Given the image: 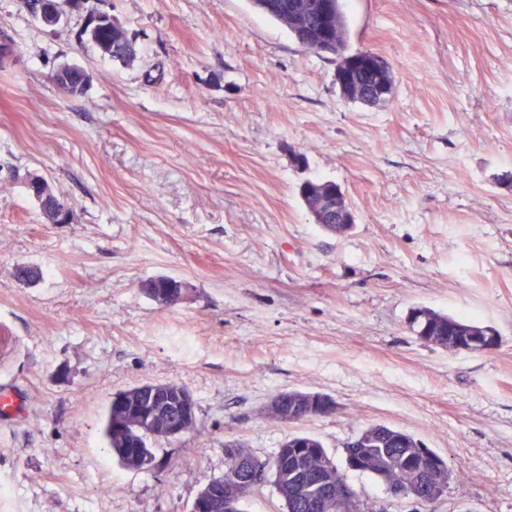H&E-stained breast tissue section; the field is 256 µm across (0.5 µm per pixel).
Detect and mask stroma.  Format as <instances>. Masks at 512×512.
<instances>
[{
    "label": "stroma",
    "mask_w": 512,
    "mask_h": 512,
    "mask_svg": "<svg viewBox=\"0 0 512 512\" xmlns=\"http://www.w3.org/2000/svg\"><path fill=\"white\" fill-rule=\"evenodd\" d=\"M41 24L0 0L20 53L0 65V512H190L224 473V444L261 460L292 433L320 439L362 498L409 512L348 469L362 429L402 430L455 476L437 512H512V0H347L350 51L392 64L394 95L346 100L336 62L303 50L248 0H66ZM134 62L78 34L91 12ZM89 76L64 93L56 71ZM307 157L296 164L295 154ZM38 176L66 198L46 221ZM354 212L315 224L304 180ZM42 271L25 284L15 264ZM189 286L163 307L144 291ZM493 326L501 347L420 340L412 308ZM186 387L200 433L121 466L102 437L123 390ZM301 390L336 410L293 423L270 400ZM93 12L89 15L81 38L86 37L104 57L122 63H129L136 56V45L125 29L112 22V17H99ZM308 180L313 181L312 187L308 192H305L304 184L307 181V180H305L299 187L300 196L302 197L303 195L310 193L313 196L319 198L322 206L325 209L332 210L333 205L336 204V201L333 198V193L331 191V188L336 187V183L333 181H326V180H322V179H318V178L308 179Z\"/></svg>",
    "instance_id": "1"
}]
</instances>
